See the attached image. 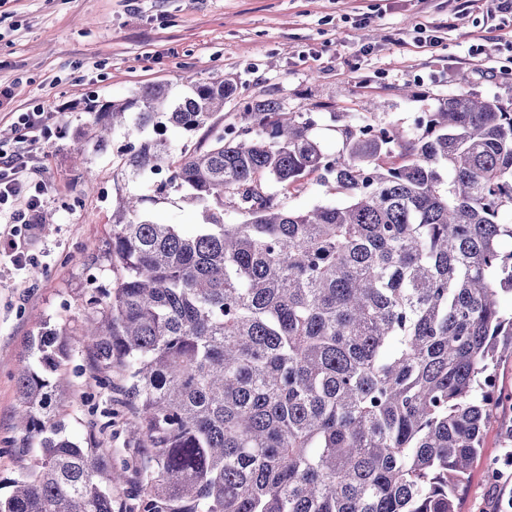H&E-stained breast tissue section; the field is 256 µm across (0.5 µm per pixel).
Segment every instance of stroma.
<instances>
[{
    "mask_svg": "<svg viewBox=\"0 0 512 512\" xmlns=\"http://www.w3.org/2000/svg\"><path fill=\"white\" fill-rule=\"evenodd\" d=\"M486 7L477 0L454 20L448 0H0V145L14 147L18 113L37 106L47 114L29 174L44 187L40 219L34 232L16 227L28 260L18 267L0 256V478L34 461L10 450L19 435L14 375L32 336L79 328L88 298L119 276L108 244L120 197L145 195V212L163 224L200 221L182 193L154 201L148 182L124 175V133L106 149L87 147L85 165H75L73 135L92 123L88 98H130L157 84L179 93L219 75L237 93L212 124L235 121L244 99L272 94L288 111L311 113L323 149L335 153V112L360 121L374 105L386 123L412 132L452 92L512 100V18L494 28ZM437 24L439 46L416 47V28ZM496 378L500 399L460 493L462 512H492L501 431L512 425V360ZM65 389L66 430L80 440L101 390L71 369Z\"/></svg>",
    "mask_w": 512,
    "mask_h": 512,
    "instance_id": "35a3bbf8",
    "label": "stroma"
}]
</instances>
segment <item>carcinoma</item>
I'll use <instances>...</instances> for the list:
<instances>
[{
  "label": "carcinoma",
  "instance_id": "obj_1",
  "mask_svg": "<svg viewBox=\"0 0 512 512\" xmlns=\"http://www.w3.org/2000/svg\"><path fill=\"white\" fill-rule=\"evenodd\" d=\"M222 77L174 94L90 100L102 132L138 138L132 179L165 175L202 222L185 230L123 197L112 216L120 277L89 302L78 335L44 328L17 377L19 450L0 512H459V491L493 416L494 366L512 357V102L458 91L410 136L376 118L315 122ZM208 127L209 147L172 155L158 130ZM315 175L345 196L285 208ZM245 217L224 223V208ZM89 378L123 381L132 454L99 453L112 404L92 407L82 446L60 418L80 348ZM135 484L129 504L112 485Z\"/></svg>",
  "mask_w": 512,
  "mask_h": 512
}]
</instances>
